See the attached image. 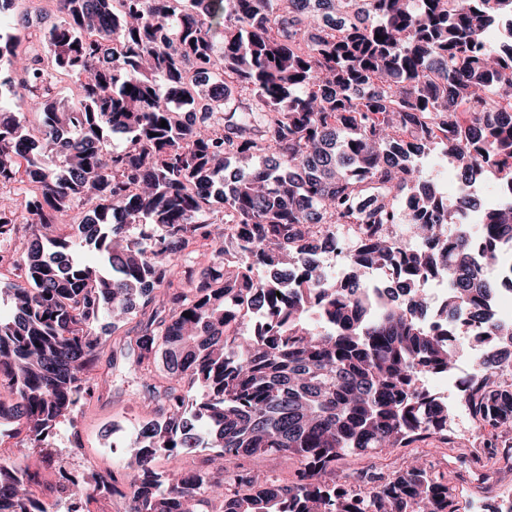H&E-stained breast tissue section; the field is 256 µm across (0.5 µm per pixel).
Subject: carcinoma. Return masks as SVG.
Segmentation results:
<instances>
[{
    "label": "carcinoma",
    "mask_w": 512,
    "mask_h": 512,
    "mask_svg": "<svg viewBox=\"0 0 512 512\" xmlns=\"http://www.w3.org/2000/svg\"><path fill=\"white\" fill-rule=\"evenodd\" d=\"M57 2L39 36L51 67L0 33V98L80 93L36 132L0 111V186L21 198L0 196V241L27 233L0 288V428L38 448L73 421L99 391L97 325L147 311L112 355L157 419L138 425L130 472L94 478L125 512H457L431 459L369 488L336 480V462L446 436L423 377L454 374L457 336L481 350L461 397L512 430V323L493 312L512 277L485 275L512 250V28L484 40L512 0ZM196 67L237 94L194 91ZM162 81L197 111L179 119ZM438 145L460 181L494 177V204L450 205L422 179ZM331 224L359 226L342 279L322 264ZM198 242L215 262L174 282ZM88 245L104 268L75 258ZM425 279L448 283L443 306ZM168 443L192 462L160 471ZM259 457L299 466L244 464ZM19 468L5 502L31 512L38 471Z\"/></svg>",
    "instance_id": "1"
}]
</instances>
